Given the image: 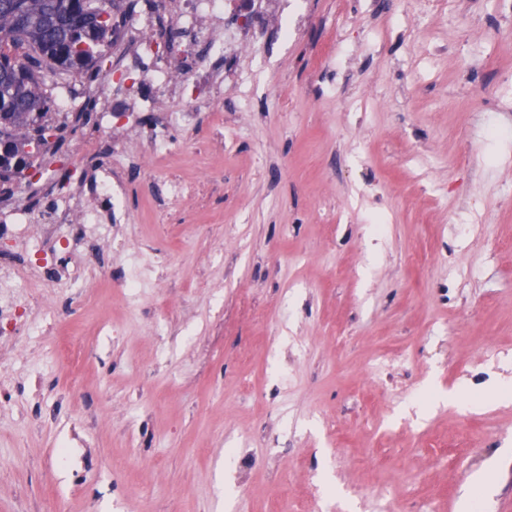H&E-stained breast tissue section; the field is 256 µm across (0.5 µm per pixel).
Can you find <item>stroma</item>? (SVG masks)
Returning a JSON list of instances; mask_svg holds the SVG:
<instances>
[{"label":"stroma","instance_id":"obj_1","mask_svg":"<svg viewBox=\"0 0 512 512\" xmlns=\"http://www.w3.org/2000/svg\"><path fill=\"white\" fill-rule=\"evenodd\" d=\"M292 8L308 25L132 175L87 300L10 337L0 512H459L486 471L512 512V16ZM171 178L189 196L155 206Z\"/></svg>","mask_w":512,"mask_h":512}]
</instances>
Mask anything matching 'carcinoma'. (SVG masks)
<instances>
[{"instance_id": "carcinoma-1", "label": "carcinoma", "mask_w": 512, "mask_h": 512, "mask_svg": "<svg viewBox=\"0 0 512 512\" xmlns=\"http://www.w3.org/2000/svg\"><path fill=\"white\" fill-rule=\"evenodd\" d=\"M94 0H0V144L16 145L47 126L64 145L68 119L50 114L53 102L36 79L45 67L85 71L94 78V49L112 33L95 17ZM28 158L0 154V181L21 177Z\"/></svg>"}]
</instances>
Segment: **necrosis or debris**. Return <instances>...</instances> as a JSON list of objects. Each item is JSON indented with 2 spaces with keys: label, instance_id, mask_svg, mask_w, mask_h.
<instances>
[{
  "label": "necrosis or debris",
  "instance_id": "1",
  "mask_svg": "<svg viewBox=\"0 0 512 512\" xmlns=\"http://www.w3.org/2000/svg\"><path fill=\"white\" fill-rule=\"evenodd\" d=\"M273 0H149L131 14L112 52L117 76L91 87L101 106L98 133L150 128V157L166 152L164 133L189 124L194 113L224 98V75L238 55L267 45L266 17ZM184 102L171 111L167 102ZM130 166L120 149L110 162L37 208L19 201L0 207L1 288H52L68 283L69 297L86 299L82 268L59 271V248L86 247L99 255L112 246V227L125 223L113 199L122 197Z\"/></svg>",
  "mask_w": 512,
  "mask_h": 512
}]
</instances>
